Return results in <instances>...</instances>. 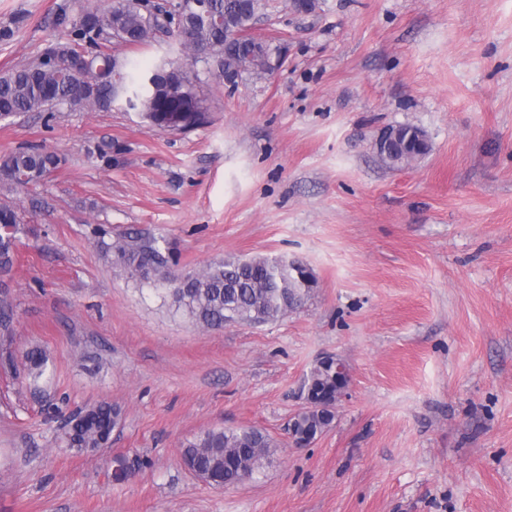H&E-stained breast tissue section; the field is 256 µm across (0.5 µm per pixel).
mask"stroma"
Here are the masks:
<instances>
[{"instance_id": "35a3bbf8", "label": "stroma", "mask_w": 512, "mask_h": 512, "mask_svg": "<svg viewBox=\"0 0 512 512\" xmlns=\"http://www.w3.org/2000/svg\"><path fill=\"white\" fill-rule=\"evenodd\" d=\"M85 0H0V74L67 33ZM251 26L271 72L225 85L194 68L207 123L140 113L30 112L0 121V158L35 147L60 163L0 182L21 208L10 335L38 348L32 389L0 365V512H512V0H266ZM131 77L180 58L176 39L111 44ZM427 152L390 167L388 128ZM169 241L181 273L280 256L317 286L278 320L196 325L98 240ZM350 383L310 446L288 424L325 356ZM109 402V447L66 448L62 421ZM254 427L275 443L257 479L216 487L183 446ZM151 465L108 481L113 457Z\"/></svg>"}]
</instances>
